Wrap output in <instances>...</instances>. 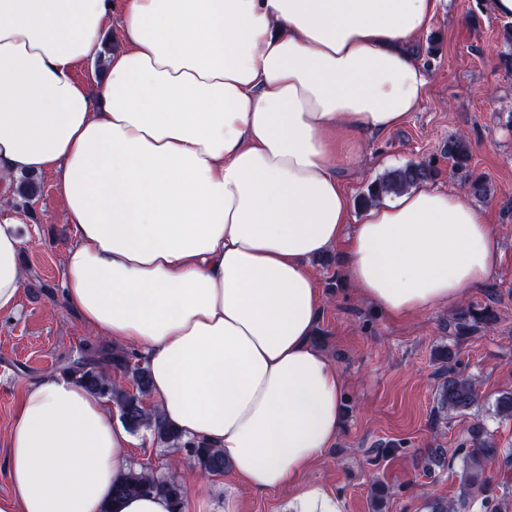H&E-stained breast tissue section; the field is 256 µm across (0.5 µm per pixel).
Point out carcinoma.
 Wrapping results in <instances>:
<instances>
[{
	"label": "carcinoma",
	"instance_id": "obj_1",
	"mask_svg": "<svg viewBox=\"0 0 512 512\" xmlns=\"http://www.w3.org/2000/svg\"><path fill=\"white\" fill-rule=\"evenodd\" d=\"M448 160L458 169H465L471 161V146L461 137L448 138ZM436 170L424 163H408L395 168L371 182L357 199L364 208L380 202L384 197L405 191L436 178ZM14 196L28 206L41 194V183L36 175L25 173L12 181ZM498 322L494 307L469 305L457 317L454 335L461 339L473 335L482 328H491ZM441 362L438 385L434 397L435 423L450 419L452 414H464L479 403L472 377L460 368L457 350L448 346L438 351ZM63 371L91 392L106 398L119 412L125 427L137 433L150 432L153 441L168 448H185L195 463L204 471L220 475L226 464L224 457L202 441L186 440L165 418L147 408L145 399L150 394L149 370L137 356L124 348H117L99 341L87 340L80 348V356L67 362ZM121 374L129 380V386L117 382L113 375ZM494 414L501 419H512V390L502 391L493 403ZM455 455L461 461L459 491L454 499H434L427 503L428 512H471L479 506V512H512V492L506 473L512 470V449L500 448L494 434L481 421H475L466 429V435ZM498 463L503 480H496L490 466ZM162 494L174 506L173 512H183L184 496L181 486L174 480L162 479L153 474L131 469L112 483V504L135 495Z\"/></svg>",
	"mask_w": 512,
	"mask_h": 512
}]
</instances>
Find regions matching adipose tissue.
Returning <instances> with one entry per match:
<instances>
[{"label": "adipose tissue", "instance_id": "adipose-tissue-1", "mask_svg": "<svg viewBox=\"0 0 512 512\" xmlns=\"http://www.w3.org/2000/svg\"><path fill=\"white\" fill-rule=\"evenodd\" d=\"M439 0H0V175L53 173L72 239L61 300L136 352L153 407L290 512H343L305 481L336 442L346 383L313 344L310 259L341 248L375 310L461 300L500 248L463 194L422 185L352 216L344 173L421 105L414 43ZM125 46L87 85L111 26ZM0 221V315L24 286ZM133 439L68 374L30 381L0 512H171L111 500Z\"/></svg>", "mask_w": 512, "mask_h": 512}]
</instances>
